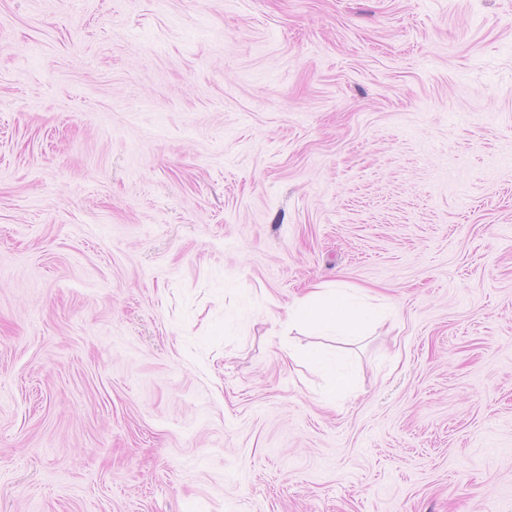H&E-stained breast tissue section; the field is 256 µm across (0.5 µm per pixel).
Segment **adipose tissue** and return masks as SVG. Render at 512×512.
I'll return each instance as SVG.
<instances>
[{
	"label": "adipose tissue",
	"mask_w": 512,
	"mask_h": 512,
	"mask_svg": "<svg viewBox=\"0 0 512 512\" xmlns=\"http://www.w3.org/2000/svg\"><path fill=\"white\" fill-rule=\"evenodd\" d=\"M372 317V311L344 289L314 284L289 307L285 323L291 328L300 324L324 326L345 336H357Z\"/></svg>",
	"instance_id": "1"
}]
</instances>
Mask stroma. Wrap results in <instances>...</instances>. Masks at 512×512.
<instances>
[{"label": "stroma", "instance_id": "obj_1", "mask_svg": "<svg viewBox=\"0 0 512 512\" xmlns=\"http://www.w3.org/2000/svg\"><path fill=\"white\" fill-rule=\"evenodd\" d=\"M0 512H512V0H0ZM374 313L355 301L343 288L311 285L295 304L288 307L283 325L293 328L300 324L324 326L343 336H358Z\"/></svg>", "mask_w": 512, "mask_h": 512}]
</instances>
